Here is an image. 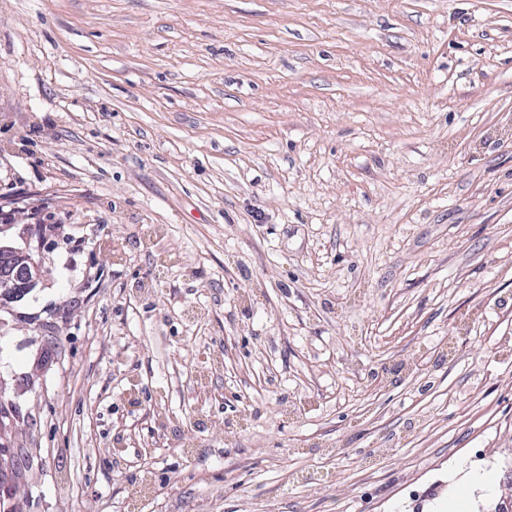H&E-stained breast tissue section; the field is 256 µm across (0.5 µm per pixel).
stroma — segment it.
I'll list each match as a JSON object with an SVG mask.
<instances>
[{"label": "stroma", "instance_id": "stroma-1", "mask_svg": "<svg viewBox=\"0 0 512 512\" xmlns=\"http://www.w3.org/2000/svg\"><path fill=\"white\" fill-rule=\"evenodd\" d=\"M0 244L21 512H494L512 0H0ZM41 259L33 252L0 246V301L24 299L43 280Z\"/></svg>", "mask_w": 512, "mask_h": 512}]
</instances>
